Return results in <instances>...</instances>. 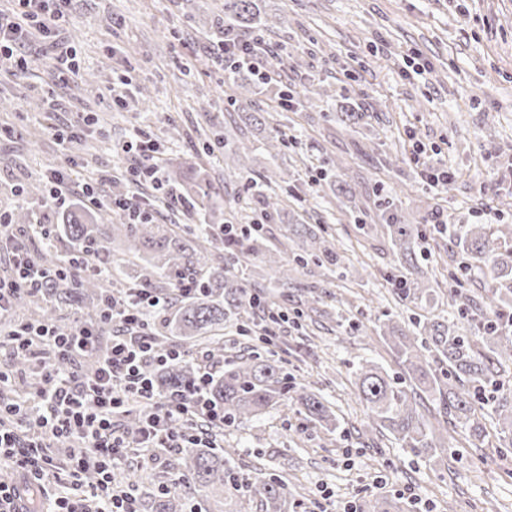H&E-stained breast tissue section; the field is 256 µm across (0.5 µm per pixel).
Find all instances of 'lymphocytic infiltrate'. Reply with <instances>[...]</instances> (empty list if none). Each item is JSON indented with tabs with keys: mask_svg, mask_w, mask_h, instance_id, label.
Returning <instances> with one entry per match:
<instances>
[{
	"mask_svg": "<svg viewBox=\"0 0 512 512\" xmlns=\"http://www.w3.org/2000/svg\"><path fill=\"white\" fill-rule=\"evenodd\" d=\"M17 2L13 16L0 17V56L24 70L21 49L36 39L57 50L62 71L74 72L71 54L63 50L57 30L71 0ZM124 150L135 159L127 169L133 182L161 185L155 143L148 134H140ZM90 268L89 262L67 260L47 269L31 262L24 247L17 245L11 276L0 278V321L11 317L17 297L38 293L48 274H66L77 280ZM165 304L164 297L147 287L125 298H107L101 319L116 324L119 332L111 347L101 353L96 350L97 332L91 326L68 331L51 323L21 321L0 340V392L13 387L15 361H29L43 353L54 359L53 364L43 366L33 400H0V512H32L34 487L53 479L59 480L63 493L56 496L52 512H139L135 486L119 479L130 455L151 461L160 448L214 447L211 430L223 425L224 409L206 393L210 366H201L191 390L169 397L155 393L145 372L146 364L163 366L181 356L175 347L158 350L151 337L149 318ZM92 351L97 354L93 371L85 374L70 369L72 358ZM134 403L140 406L144 420L132 434L118 419ZM54 445L72 451L66 474H58L47 453ZM89 470L96 473L90 485L84 482Z\"/></svg>",
	"mask_w": 512,
	"mask_h": 512,
	"instance_id": "lymphocytic-infiltrate-1",
	"label": "lymphocytic infiltrate"
}]
</instances>
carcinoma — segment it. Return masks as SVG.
Segmentation results:
<instances>
[{"label":"carcinoma","instance_id":"carcinoma-1","mask_svg":"<svg viewBox=\"0 0 512 512\" xmlns=\"http://www.w3.org/2000/svg\"><path fill=\"white\" fill-rule=\"evenodd\" d=\"M261 0H224V28L217 45L234 39L238 31L255 28L264 34L272 31L260 8ZM169 181L181 188L182 204L197 208L221 197L209 174L197 162L180 163L167 172ZM336 198L348 208L356 202V189L346 181L336 185ZM394 260L406 269L400 275L396 295L405 306H413L411 330L406 332L392 324V319L377 320L373 332L379 335L392 354L399 371L390 372L373 361H364L354 372L355 395L366 407V428L388 433L401 447L425 458H434L448 450V438L421 411L426 401L437 405L445 423L465 425V440L484 441L489 436L484 409L492 410L497 450L503 467L512 460V385L507 380L505 365L512 364V249L500 251L499 240L512 239V226L498 224H463L456 244L461 263L490 266L493 279L500 287L477 299L465 288L448 289V307L456 311V319L434 317L438 307L435 289L419 276L414 265L418 228L398 222V216L387 208L382 211ZM98 210L82 203L68 214L57 215V223L74 244L72 259L85 258L84 245L107 236L100 223ZM124 216L114 217V229H124L127 251L112 258L108 250L100 257L104 274L74 282L64 276L46 281L36 296L24 295L16 307L40 303V316L53 318L54 306L77 305L87 318L99 317L97 301L109 292L112 265L130 268L127 284L140 288L162 281L170 289V304L152 315L151 334L155 345L166 350L182 349V357L163 367H147L153 385L160 395L190 386L198 376V368L189 359L190 349L206 344L213 354H223L224 324L235 323L254 306L248 281L231 273L230 266L254 255L262 256L281 281L288 280V262L281 259L283 250L262 251L257 241L247 243L244 232L239 237L224 238V252H218L213 235L201 229L185 238L172 227L161 224L123 223ZM306 238L304 253L294 255L296 266L306 264V256L323 266L342 265V255L325 237L321 224H303L293 229ZM196 279L198 291L184 295L178 292L181 280ZM209 397L224 406V424L240 425L291 401L305 418L326 429L337 424L331 410L314 385L297 386L280 361L260 354L239 358L215 374L208 386ZM170 476L186 483L184 487L163 489L157 486L145 492L151 512H187L190 496L209 490L224 496V512H297L302 503L295 499L288 479L280 474L246 478L232 457L222 448H185ZM408 503L396 496L381 495L362 501L359 512H404Z\"/></svg>","mask_w":512,"mask_h":512}]
</instances>
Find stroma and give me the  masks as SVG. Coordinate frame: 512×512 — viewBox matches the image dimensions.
Segmentation results:
<instances>
[{"label":"stroma","instance_id":"1","mask_svg":"<svg viewBox=\"0 0 512 512\" xmlns=\"http://www.w3.org/2000/svg\"><path fill=\"white\" fill-rule=\"evenodd\" d=\"M222 2L74 0L62 40L75 54V75L60 77L52 53L36 42L23 49L33 70L20 74L0 62V97L13 100L0 109V211L22 200L46 222L50 168L100 181L108 197L143 198L153 187L126 179L133 157L122 149L143 129L161 168L202 159L225 198L240 200L241 212L225 223L249 225L264 246L282 241L295 213L324 224L344 257L340 268L311 262L285 286L258 259L243 274L269 305L288 310L316 285L312 322L301 331L282 324L272 349L295 381L318 382L339 424L321 430L287 402L225 428L224 449L247 473L286 476L307 512H343L373 494L412 492L431 512H512V475L494 464L490 444L474 448L452 430L454 455L426 461L373 440L353 377L364 359L393 368L387 346L364 329L388 311L407 315L386 280L394 263L388 237L367 239L359 230L378 223L385 202L422 232L417 265L439 298L459 284L477 296L493 286L480 263L456 282L455 233L464 224H512V0H265L277 23L265 39L273 55L265 77L244 73L239 94L211 60ZM126 80L131 92L114 107L112 95ZM291 89L318 96L316 107L284 106ZM350 106L363 114L352 127L336 118ZM252 110L280 120L286 148L269 149L255 131L203 157L214 131ZM244 154L255 173L277 167L287 174L279 218H267L252 196L251 174L238 167ZM392 155L405 176L382 165ZM427 164L448 167L454 179L431 187L422 176ZM337 177L355 184L362 211H340L329 189ZM435 211L447 226L438 238L430 233Z\"/></svg>","mask_w":512,"mask_h":512}]
</instances>
